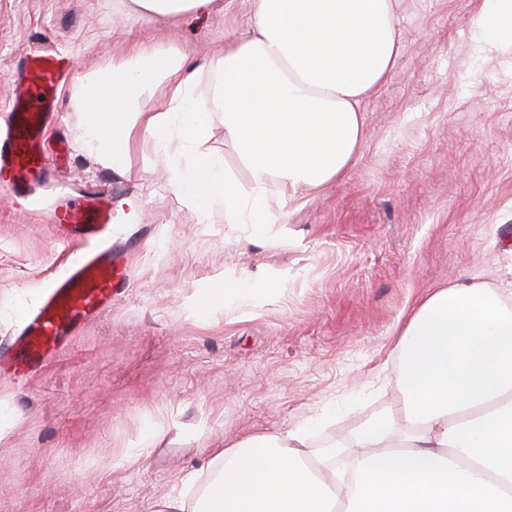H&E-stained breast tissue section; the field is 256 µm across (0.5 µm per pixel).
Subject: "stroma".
<instances>
[{"label":"stroma","mask_w":512,"mask_h":512,"mask_svg":"<svg viewBox=\"0 0 512 512\" xmlns=\"http://www.w3.org/2000/svg\"><path fill=\"white\" fill-rule=\"evenodd\" d=\"M483 3L398 0L401 55L363 104L356 162L317 192L270 183L272 222L257 235L220 209L196 223L142 137L123 171L99 160L73 103L78 76L130 39L198 59L221 51L252 0L178 22L118 16L112 0H0V129L30 52L72 65L50 116V183L18 193L0 173V348L21 332L13 308L37 307L60 262L52 214L65 198L109 199L128 270L124 293L43 369L0 373V512H157L209 478L207 449L304 422L309 453L351 445L371 417L402 407L395 344L424 296L476 279L512 303V56L475 53ZM127 198L140 223H123ZM227 278L256 289L249 305L193 309Z\"/></svg>","instance_id":"35a3bbf8"}]
</instances>
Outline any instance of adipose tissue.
<instances>
[{"instance_id":"ef3b65f1","label":"adipose tissue","mask_w":512,"mask_h":512,"mask_svg":"<svg viewBox=\"0 0 512 512\" xmlns=\"http://www.w3.org/2000/svg\"><path fill=\"white\" fill-rule=\"evenodd\" d=\"M122 11L178 20L223 11L224 0H119ZM483 52L512 51V0H484L471 22ZM401 51L396 0H254L246 26L225 37L201 95L189 55L131 44L110 69L78 79L91 116L90 151L123 169L132 137L157 154L224 140L250 176L241 188L214 154L173 167L171 188L197 221L223 207L228 224L270 223L267 187L318 190L350 168L366 139L362 103L389 80ZM165 85L167 102L142 96ZM400 414L369 421L343 466L311 462L297 426L210 451L213 477L194 503L160 512H512V303L481 282L425 296L396 343Z\"/></svg>"}]
</instances>
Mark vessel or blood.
Returning <instances> with one entry per match:
<instances>
[{
    "mask_svg": "<svg viewBox=\"0 0 512 512\" xmlns=\"http://www.w3.org/2000/svg\"><path fill=\"white\" fill-rule=\"evenodd\" d=\"M67 77L59 56L44 51L31 57L27 73L16 87L10 121L0 132V170L10 173L17 190H27L49 176L46 121ZM53 220L74 240L100 243L110 228L111 216L107 208L82 198L55 210ZM124 286L111 247L100 244L71 260L64 275L49 281L41 304L20 315L22 331L11 349L0 354V364L40 367L61 336L81 319L97 314Z\"/></svg>",
    "mask_w": 512,
    "mask_h": 512,
    "instance_id": "obj_1",
    "label": "vessel or blood"
}]
</instances>
